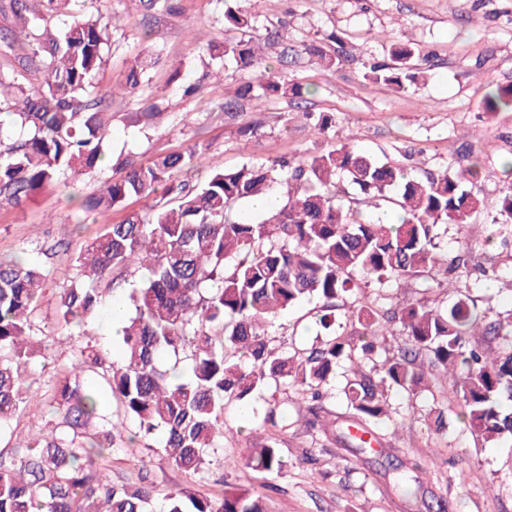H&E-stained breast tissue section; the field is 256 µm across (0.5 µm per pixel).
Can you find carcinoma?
Segmentation results:
<instances>
[{"mask_svg":"<svg viewBox=\"0 0 512 512\" xmlns=\"http://www.w3.org/2000/svg\"><path fill=\"white\" fill-rule=\"evenodd\" d=\"M71 2L0 0V14L26 28L22 40L11 28L0 38L22 50V67L41 76L37 90L28 91L0 72V110L10 111L25 131L16 135L0 126V201L17 205L61 174L94 173L107 158L112 114L101 111L93 91L109 24L90 15L60 30L41 25L47 14L67 13ZM224 20L241 37L224 41L217 54V46L205 44L211 59L241 70L260 63L254 17L229 7ZM329 42L330 48L312 40L302 51L328 68L352 57L343 38ZM389 42L386 58L365 63L366 77L402 90L424 79L431 54L408 40ZM148 66L138 61L129 68L124 93L138 89ZM308 93L268 69L238 87L224 102V116L245 101L302 100ZM504 107H512V86L485 98L488 112ZM303 116L321 132L336 127L326 112ZM201 157L194 150L127 164L123 176L83 202L84 211L106 215L132 197L159 192L166 198L107 225L76 257L65 273L59 321L83 326L100 302L98 284L113 271L139 264L151 275L129 295L121 358L85 340L69 374L53 386L50 433L33 435L10 454L0 451V512H266L258 493L204 496L183 487L158 504L145 476L113 482L105 455L123 441L126 427L104 414L99 389L85 380L89 373L102 379L132 422L129 440L190 474L224 467V408L263 388L300 394L308 426L327 431L325 403L340 369L344 421L372 438L381 422L400 413L391 394L412 404L430 391V370L451 382L463 429L476 441L512 443V407L504 404L512 401V308L488 321L471 294L486 275L481 270L472 277L467 230L483 205L476 191L483 178L479 164L416 177L350 140L297 160L216 169L199 188L170 182L173 170ZM266 194L278 195L282 204L265 218L238 213L239 202ZM383 203L400 208L403 222L363 218L361 207ZM450 224L464 239L451 254L441 245V229ZM463 276L469 283L445 307L425 297L387 306L366 301L362 292L370 281L414 278L434 293ZM43 279L27 259L0 262V431L32 400L27 377L42 356L33 342V315ZM310 298L322 302L325 338L301 353L270 347L271 320ZM340 301L346 303L344 323L362 329L355 340L336 332ZM396 334L404 346L379 354L385 337ZM262 421L288 427L275 400ZM245 465L263 477L288 469L274 438L250 449Z\"/></svg>","mask_w":512,"mask_h":512,"instance_id":"obj_1","label":"carcinoma"}]
</instances>
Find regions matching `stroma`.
Returning <instances> with one entry per match:
<instances>
[{"label":"stroma","mask_w":512,"mask_h":512,"mask_svg":"<svg viewBox=\"0 0 512 512\" xmlns=\"http://www.w3.org/2000/svg\"><path fill=\"white\" fill-rule=\"evenodd\" d=\"M177 11H144L139 0H86L81 13L109 20L111 46L96 78L95 94L112 114L106 138L110 163L94 177L54 181L21 203L0 204V261L23 253L44 274L43 291L35 310L37 335L49 349L38 358L39 415L20 414L0 449L43 430L49 412L50 386L68 373L90 335L100 347L115 351L112 341L113 304H126L133 285L146 278L143 269L119 273V287L104 291L103 301L83 331L65 329L57 310L67 286L63 270L107 224L155 204V197L131 198L108 217L79 215L78 206L102 182L119 177L121 160L147 163L160 155L194 148L203 163L175 171L173 181L198 185L212 170L272 161L332 148L341 135L352 133L357 146L375 157L411 162L415 174L456 167L463 157L477 160L485 174L478 186L483 208L468 239L474 264L488 276L478 294L481 308L512 306V251L484 239L495 220L508 184L500 165L512 157V109L488 112L483 100L498 87L512 85V0H246L255 13L253 34L264 37L278 30L279 41L264 60L285 81L308 85L304 104L273 98L263 106L244 104L237 120L225 119L222 105L242 83L257 80V68L223 70L210 77L207 58L199 56L194 35L223 43L225 0H176ZM388 31L419 44L433 56L425 81L405 90L365 80L364 56L384 58L388 43L377 33ZM342 34L352 56L340 69H325L301 53L303 42L325 34ZM152 67L135 94L121 86L135 60ZM198 85L195 96L183 94ZM155 106L159 116L151 125L136 120L137 112ZM332 113L335 133H320L308 125L303 110ZM256 127L241 134V125ZM306 302L279 315L269 329L271 346L302 350L314 342L317 326ZM414 415L394 418L379 428L375 449L351 447L340 432L310 429L297 415V394L277 399L289 427L277 432L253 417L264 409L268 392L255 394L250 409L233 405L224 414V452L243 456L253 443L276 435L288 460L284 477L262 479L245 466L224 473L188 475L170 466L159 454L133 446L114 450L107 467L113 481L146 473L162 489L190 487L202 494L237 488L262 493L268 512H512V446L481 447L457 420L456 405L448 401V380L431 378ZM447 404L448 427L429 429L432 404Z\"/></svg>","instance_id":"1"}]
</instances>
